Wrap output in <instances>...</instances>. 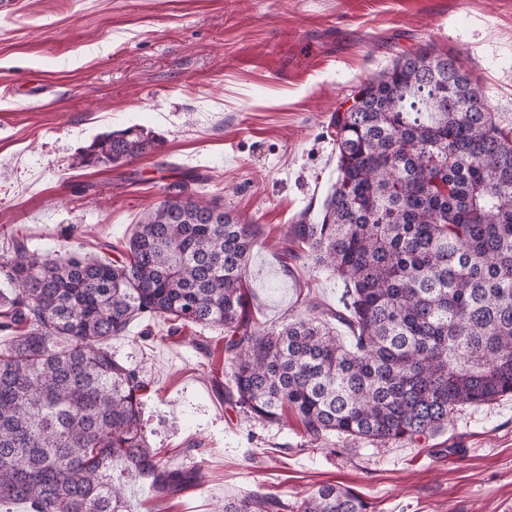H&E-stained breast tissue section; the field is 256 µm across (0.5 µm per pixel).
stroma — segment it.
Here are the masks:
<instances>
[{
  "mask_svg": "<svg viewBox=\"0 0 512 512\" xmlns=\"http://www.w3.org/2000/svg\"><path fill=\"white\" fill-rule=\"evenodd\" d=\"M458 53L500 120L512 121V0H10L0 13V253L121 248L168 182L261 225L247 311L287 323L298 299L339 305L341 282L286 255L300 214L317 218L336 180L332 113L397 53ZM151 132L158 152L84 166L100 134ZM110 349L149 387L148 441L205 481L158 500L127 481L128 512H220L228 495L295 505L320 485L368 512H512V396L458 412L418 445L310 443L293 414L254 420L224 401V334L134 320Z\"/></svg>",
  "mask_w": 512,
  "mask_h": 512,
  "instance_id": "stroma-1",
  "label": "stroma"
}]
</instances>
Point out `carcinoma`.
Masks as SVG:
<instances>
[{"mask_svg": "<svg viewBox=\"0 0 512 512\" xmlns=\"http://www.w3.org/2000/svg\"><path fill=\"white\" fill-rule=\"evenodd\" d=\"M355 112H334L336 182L315 222L288 225L283 250L327 269L341 306L303 300L288 323L250 321L245 282L261 227L167 185L120 252L0 256V504L30 512H126L127 475L165 500L200 485L150 447L148 383L112 357L135 319L219 328L232 386L224 401L270 423L286 411L313 442L336 434L418 444L465 407L512 395V126L498 123L458 55L397 56L365 81ZM129 127L95 139L89 165L153 153ZM345 326L350 336L337 333ZM271 493L222 512H280ZM297 512H366L321 486Z\"/></svg>", "mask_w": 512, "mask_h": 512, "instance_id": "1", "label": "carcinoma"}]
</instances>
